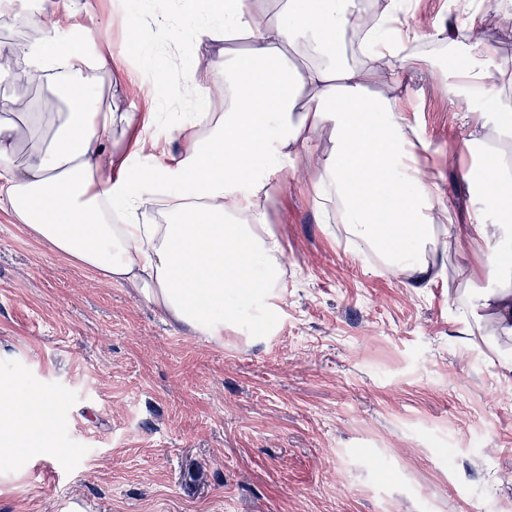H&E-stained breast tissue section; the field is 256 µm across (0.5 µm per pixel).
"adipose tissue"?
I'll list each match as a JSON object with an SVG mask.
<instances>
[{
	"instance_id": "1",
	"label": "adipose tissue",
	"mask_w": 512,
	"mask_h": 512,
	"mask_svg": "<svg viewBox=\"0 0 512 512\" xmlns=\"http://www.w3.org/2000/svg\"><path fill=\"white\" fill-rule=\"evenodd\" d=\"M196 41L240 39V55L196 62L181 89L196 96L199 115L188 146L165 165L153 162L154 118L102 108L97 96L109 68L103 52L65 31L53 0H37L21 25L39 38L0 42V59L18 66V83L46 81L63 109L37 112L26 96L10 99L0 116V211L49 250L102 278L129 285L172 325L214 338L235 325L245 307L273 310L280 296L279 238L266 228V204L303 160L314 163L315 205L348 236L384 253L387 270L417 284L440 275L429 256L439 242L482 247L485 266L501 275L484 295L480 319L512 339V274L500 257L512 246V99L502 94L512 72L498 49L479 36L481 6L464 25L467 63L456 79L469 128L465 149L485 146L481 172L492 196L481 197L464 224L444 226L443 194L421 163L420 130L401 108L410 87L409 44L427 36L409 19L404 0H383L359 48L378 62L373 72L337 55L356 30L360 0H287L276 12L263 0H179ZM432 39L447 41L445 26ZM388 82L394 96L370 94L368 77ZM224 88V109L210 99ZM133 132L130 147L112 148L115 128ZM331 147L317 154V138ZM160 213L162 223L152 221ZM14 384L0 386V438L45 433L54 403L29 396L31 415L14 419Z\"/></svg>"
}]
</instances>
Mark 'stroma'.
<instances>
[{
  "label": "stroma",
  "mask_w": 512,
  "mask_h": 512,
  "mask_svg": "<svg viewBox=\"0 0 512 512\" xmlns=\"http://www.w3.org/2000/svg\"><path fill=\"white\" fill-rule=\"evenodd\" d=\"M61 13L64 27L105 23L104 95L116 112H151L176 130L190 97L133 85L151 59L166 86L218 44H142L116 0ZM512 0H487L480 33L512 70ZM444 44L414 51L421 78L406 100L445 203L463 223L471 195L457 159L468 134L448 94L466 59L464 13L419 0ZM283 246L272 326L238 312V332L174 330L124 285L31 238L0 212V381L55 397L42 439L0 469V512H499L512 502V340L459 332L461 314L499 285L444 274L413 288L325 223L312 182L284 178L269 209Z\"/></svg>",
  "instance_id": "1"
}]
</instances>
